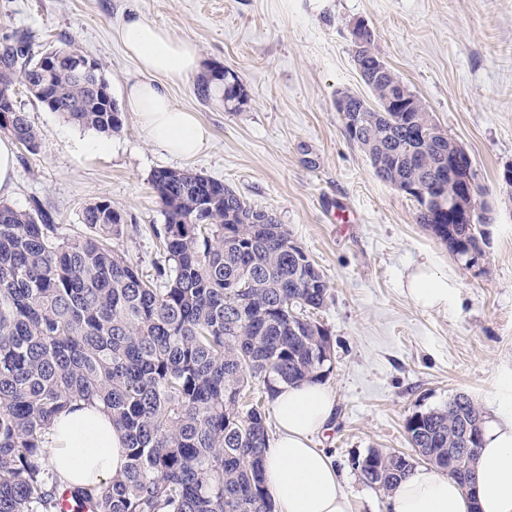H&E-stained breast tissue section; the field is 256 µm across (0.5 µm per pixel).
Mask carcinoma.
<instances>
[{
  "mask_svg": "<svg viewBox=\"0 0 512 512\" xmlns=\"http://www.w3.org/2000/svg\"><path fill=\"white\" fill-rule=\"evenodd\" d=\"M356 68L383 78L366 83L371 100L349 90L344 131L377 178L442 182L443 204L417 200L416 221L458 259L478 248L489 208L474 183L471 219L448 220V200L462 191L443 175L459 153L428 109L379 56L374 34L354 43ZM48 72L22 40L0 50V109L13 87L73 125L110 136L112 101L94 95L68 63ZM219 71L200 93L222 90L224 108L247 94ZM0 124L29 151L42 135L24 112ZM151 183L165 224L155 230L162 254L148 279L115 249L128 224L112 204L83 211L88 233L67 236L36 205L0 203V512H62L63 495L88 512H274L263 483L269 445L266 411L247 392L271 401L280 385L321 382L330 373L331 338L315 318L329 288L306 251L275 215L253 208L224 183L190 169L162 168ZM98 403L128 438L124 470L95 487H71L51 468L45 435L63 411ZM482 412L465 394L406 421L412 448L443 472L454 457L466 487L481 443ZM367 485L390 492L414 468L399 451L374 448L360 459Z\"/></svg>",
  "mask_w": 512,
  "mask_h": 512,
  "instance_id": "cac0c4a2",
  "label": "carcinoma"
}]
</instances>
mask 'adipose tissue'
Listing matches in <instances>:
<instances>
[{
	"mask_svg": "<svg viewBox=\"0 0 512 512\" xmlns=\"http://www.w3.org/2000/svg\"><path fill=\"white\" fill-rule=\"evenodd\" d=\"M127 55L145 73L129 103L150 140L165 150L192 157L209 142L207 129L192 112L177 106L164 80L197 74L200 55L193 43L139 15L122 34ZM455 283L436 275L428 263L410 273L407 292L422 309L448 307ZM279 434L263 459L265 488L274 512H353L347 485L333 460L312 438L331 421L335 397L324 384L279 386L273 399ZM51 464L73 486L98 485L120 473L127 462V439L102 407L85 406L60 414L48 434ZM390 512H512V395H504L483 420V441L471 490L436 471L419 469L389 497Z\"/></svg>",
	"mask_w": 512,
	"mask_h": 512,
	"instance_id": "1",
	"label": "adipose tissue"
}]
</instances>
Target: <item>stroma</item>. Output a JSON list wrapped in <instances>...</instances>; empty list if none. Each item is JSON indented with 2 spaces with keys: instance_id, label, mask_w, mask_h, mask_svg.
Segmentation results:
<instances>
[{
  "instance_id": "1",
  "label": "stroma",
  "mask_w": 512,
  "mask_h": 512,
  "mask_svg": "<svg viewBox=\"0 0 512 512\" xmlns=\"http://www.w3.org/2000/svg\"><path fill=\"white\" fill-rule=\"evenodd\" d=\"M133 14L193 42L204 70L228 69L246 90L228 112L219 99L203 101L199 78L167 81L210 132L195 158L158 148L132 111L128 90L141 75L120 33ZM360 21L472 158L491 209L478 266L417 224L414 199L377 179L344 132L337 91L368 93L353 62ZM16 33L33 55L63 47L98 62L122 125L107 152H89L96 131L16 86L43 140L35 153L17 147L6 202L41 204L67 235L86 233V204L111 202L129 226L115 248L150 276L153 230L164 222L151 175L188 168L275 213L314 261L331 294L317 318L333 344L324 384L336 399L315 443L345 476L355 512H388L387 493L362 482L355 459L372 448L411 452L405 425L414 413L460 392L485 411L512 385V192L500 181L512 166V0H0V46ZM425 260L457 283L448 309H420L405 291Z\"/></svg>"
}]
</instances>
